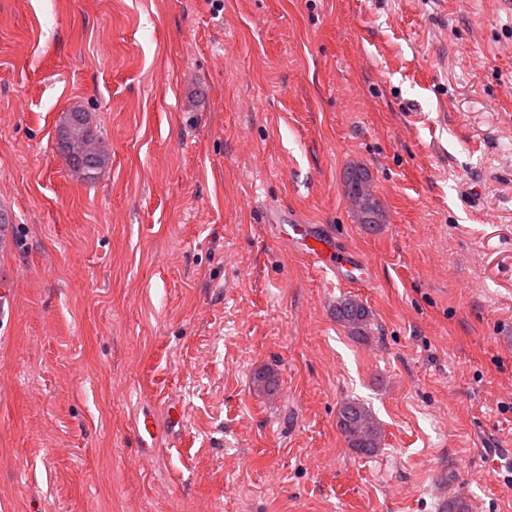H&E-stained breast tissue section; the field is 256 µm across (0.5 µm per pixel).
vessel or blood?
Instances as JSON below:
<instances>
[{"instance_id":"1","label":"vessel or blood","mask_w":512,"mask_h":512,"mask_svg":"<svg viewBox=\"0 0 512 512\" xmlns=\"http://www.w3.org/2000/svg\"><path fill=\"white\" fill-rule=\"evenodd\" d=\"M274 231L290 249L321 274L341 283L368 284L374 279L372 264L319 224H306L295 215L282 214ZM135 428L144 453H152L159 437L158 423L151 411H142Z\"/></svg>"}]
</instances>
